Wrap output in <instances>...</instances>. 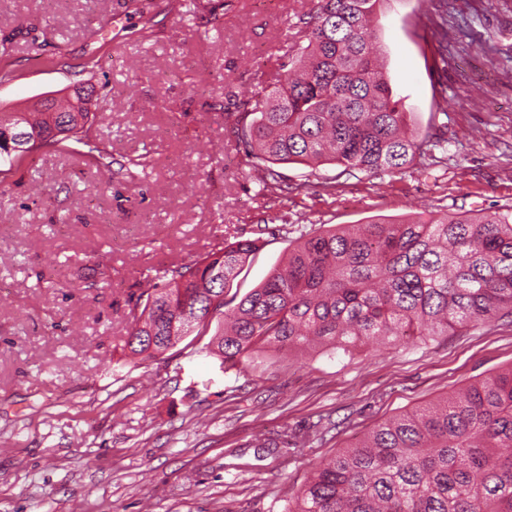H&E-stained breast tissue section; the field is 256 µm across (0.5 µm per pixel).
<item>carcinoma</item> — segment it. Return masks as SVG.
<instances>
[{
  "label": "carcinoma",
  "mask_w": 512,
  "mask_h": 512,
  "mask_svg": "<svg viewBox=\"0 0 512 512\" xmlns=\"http://www.w3.org/2000/svg\"><path fill=\"white\" fill-rule=\"evenodd\" d=\"M379 0H313L279 56L284 79L244 95L251 156L273 165L334 163L395 173L431 154L405 132L402 98L376 57ZM97 113L0 112V175L43 148L112 176ZM255 240H239L144 277L125 346L154 359L217 320L210 353L230 370L258 352L346 351L406 336L433 340L512 317V209L430 221L347 224L306 233L259 287L226 297ZM288 512H512V367L402 411L321 465Z\"/></svg>",
  "instance_id": "1"
}]
</instances>
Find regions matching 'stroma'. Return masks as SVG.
<instances>
[{
	"instance_id": "1",
	"label": "stroma",
	"mask_w": 512,
	"mask_h": 512,
	"mask_svg": "<svg viewBox=\"0 0 512 512\" xmlns=\"http://www.w3.org/2000/svg\"><path fill=\"white\" fill-rule=\"evenodd\" d=\"M0 0V112L89 82L115 162L45 148L0 183V512H288L313 472L389 417L512 364V319L434 341L268 352L224 370L210 336L129 356L150 267L235 240L262 249L246 294L320 226L512 207V0H383L377 41L434 164L355 177L282 164L263 190L241 139L247 91L281 78L310 0H210L193 18L152 0ZM482 37L483 48L471 46ZM312 447L274 446L283 428Z\"/></svg>"
}]
</instances>
